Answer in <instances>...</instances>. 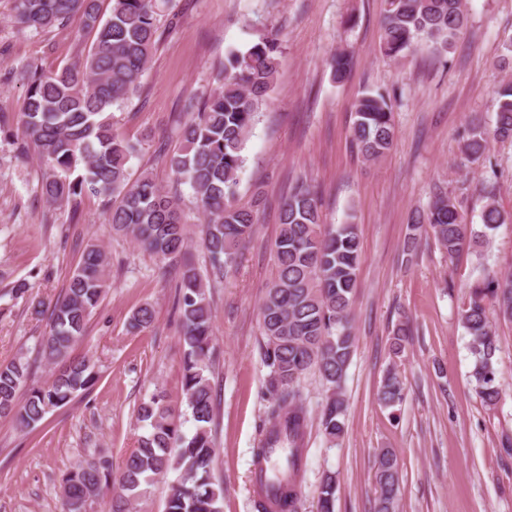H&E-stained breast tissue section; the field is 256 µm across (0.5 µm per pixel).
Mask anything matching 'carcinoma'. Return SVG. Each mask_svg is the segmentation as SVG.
I'll list each match as a JSON object with an SVG mask.
<instances>
[{
  "instance_id": "obj_1",
  "label": "carcinoma",
  "mask_w": 512,
  "mask_h": 512,
  "mask_svg": "<svg viewBox=\"0 0 512 512\" xmlns=\"http://www.w3.org/2000/svg\"><path fill=\"white\" fill-rule=\"evenodd\" d=\"M100 2L14 0L15 20L23 30L40 33L79 14L94 35L87 54L56 73L31 65L19 68L26 85L21 134L48 165L40 186L47 204L75 211L83 196L100 197L108 204L107 221L114 233L130 238L158 262L179 267L175 305L184 347L186 409L172 408L160 393L142 403L138 417L147 424L148 433L127 457L119 478L112 479L109 461L103 458L66 473L64 509L87 512L88 501L107 492L108 512H130L144 486L176 472L165 512H221L224 487L211 477L217 448L211 428L215 345L210 283L190 251L191 227L184 221L179 200L149 172L129 180V163L138 147L119 139L112 129V109L138 91L149 69L164 35L160 17L171 0H110L107 14ZM467 24L466 0H384L380 51L402 59L429 44L446 53ZM281 54V41L273 34L244 49H229L217 86L208 96L189 103L179 125L180 147L166 155L176 182L192 190L203 219V245L217 276L236 268L265 201L258 187L250 205L239 204L240 174L246 143L274 90ZM329 66L332 80L343 82L350 74V54L333 55ZM497 66L504 73L512 72V37L501 43ZM496 95L492 128L478 121L465 132L462 154L468 161L482 158L492 139L512 142L511 78L502 79ZM394 138L390 96L381 90L363 92L354 105L352 146L363 160L377 162L391 150ZM321 197L318 186L299 179L280 203L274 272L259 310L272 404L256 459L265 458L273 448H287L290 453L288 468L265 496L255 500L256 512H297L308 427L300 382L307 375L318 376L325 393L319 417L322 433L331 443L344 433L343 382L355 344L351 314L360 241L357 225L324 223ZM481 220L485 229L495 230L511 224L512 215L502 212L494 195L488 194ZM408 228L403 252L410 258L426 237L433 238L450 259L475 238L462 204L441 189L427 208L412 213ZM107 267L103 248L88 243L53 305L50 333L40 342L47 362L62 365L50 382L29 389L21 401L18 394L29 376L28 363L19 358L0 364L1 420L30 429L93 385L95 363L74 356L73 351L107 288ZM154 319V307L145 303L132 312L129 327L143 331ZM500 320L512 322V269L489 271L471 288L460 315L474 357L472 384L488 408L498 403L502 393L495 360ZM409 336L408 323H399L391 338L394 356L403 353ZM378 400L386 408L405 400V387L395 371L384 376ZM183 416L194 423L189 436L182 430ZM374 468V512H396L401 474L395 451L379 449ZM336 490V475L323 474L318 512H335Z\"/></svg>"
}]
</instances>
